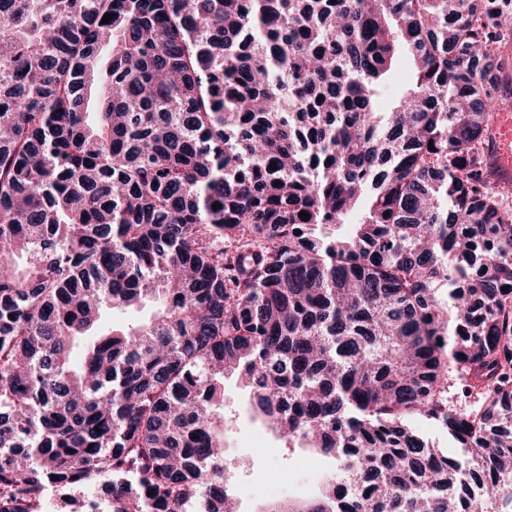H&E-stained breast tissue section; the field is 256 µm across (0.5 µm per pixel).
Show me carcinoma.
Wrapping results in <instances>:
<instances>
[{"label":"carcinoma","mask_w":512,"mask_h":512,"mask_svg":"<svg viewBox=\"0 0 512 512\" xmlns=\"http://www.w3.org/2000/svg\"><path fill=\"white\" fill-rule=\"evenodd\" d=\"M510 20L0 0V512H231L232 375L286 448L335 461L261 512H512ZM494 153L493 165L498 173L506 177L512 176V113L503 105L494 112ZM416 424L419 431L435 447L447 450L448 454H455L460 451L459 448H455L456 443L448 436V433L436 423L422 419L417 421Z\"/></svg>","instance_id":"cac0c4a2"}]
</instances>
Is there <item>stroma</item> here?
Masks as SVG:
<instances>
[{"label":"stroma","instance_id":"35a3bbf8","mask_svg":"<svg viewBox=\"0 0 512 512\" xmlns=\"http://www.w3.org/2000/svg\"><path fill=\"white\" fill-rule=\"evenodd\" d=\"M228 417L225 460L242 512H259L268 502L304 499L312 495L319 474L333 469L332 461L308 450H286L267 425L252 416L247 390L238 377L224 383Z\"/></svg>","mask_w":512,"mask_h":512}]
</instances>
